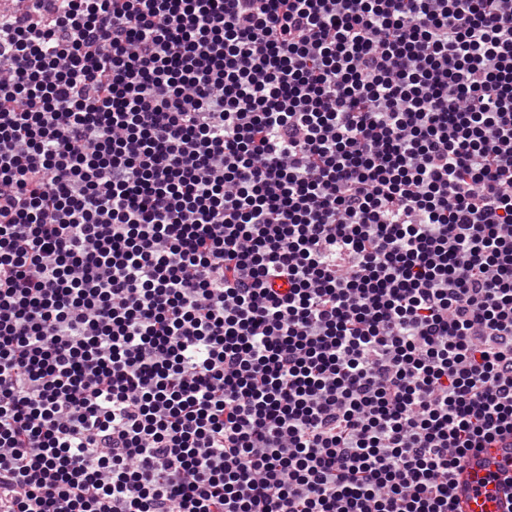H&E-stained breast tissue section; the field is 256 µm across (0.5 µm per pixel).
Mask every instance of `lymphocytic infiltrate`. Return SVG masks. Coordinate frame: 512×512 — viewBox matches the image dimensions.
<instances>
[{
    "mask_svg": "<svg viewBox=\"0 0 512 512\" xmlns=\"http://www.w3.org/2000/svg\"><path fill=\"white\" fill-rule=\"evenodd\" d=\"M512 435V0L0 13V512H455Z\"/></svg>",
    "mask_w": 512,
    "mask_h": 512,
    "instance_id": "obj_1",
    "label": "lymphocytic infiltrate"
}]
</instances>
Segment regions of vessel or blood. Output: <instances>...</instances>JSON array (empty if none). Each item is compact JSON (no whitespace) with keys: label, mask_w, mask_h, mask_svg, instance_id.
Here are the masks:
<instances>
[{"label":"vessel or blood","mask_w":512,"mask_h":512,"mask_svg":"<svg viewBox=\"0 0 512 512\" xmlns=\"http://www.w3.org/2000/svg\"><path fill=\"white\" fill-rule=\"evenodd\" d=\"M457 512H512V438L471 454L452 489Z\"/></svg>","instance_id":"obj_1"}]
</instances>
